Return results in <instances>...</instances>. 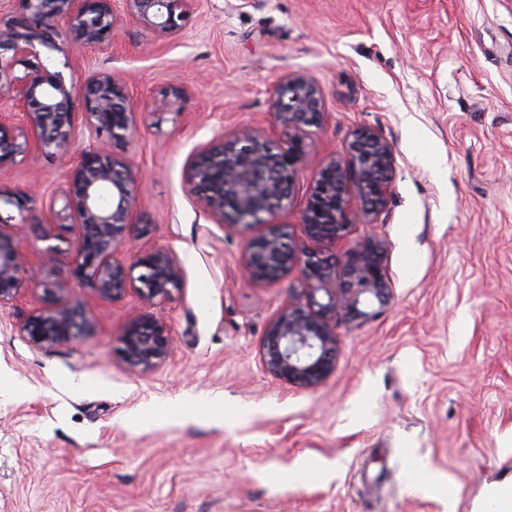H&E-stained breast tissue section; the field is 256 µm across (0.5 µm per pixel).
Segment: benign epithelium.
<instances>
[{"label":"benign epithelium","mask_w":512,"mask_h":512,"mask_svg":"<svg viewBox=\"0 0 512 512\" xmlns=\"http://www.w3.org/2000/svg\"><path fill=\"white\" fill-rule=\"evenodd\" d=\"M13 11H0V106L19 107L22 121L0 115V168L18 157L49 151L66 168L63 190L77 227L70 276L100 298L116 301L138 294L147 310L128 318L118 333L120 359L134 375L148 374L172 355L168 323L151 308L172 302L182 290L183 267L168 248L136 254L130 263L118 257L129 237H144L148 224L134 222L138 175L131 162L110 144L133 139L141 113L131 103L123 78L110 72L71 76L50 67L36 50L40 44L75 49L112 41L125 14L164 36L182 29L196 0H16ZM323 91L307 74H286L277 82L271 102L275 123L288 130V145L276 146L249 125L234 128L209 143L188 162L185 183L215 223L231 227L265 226L246 243L239 269L248 283L276 280L299 266L305 285L269 322L262 340L264 370L284 384L316 387L335 369L336 321L365 320L374 313L360 309L370 294L380 305L390 300L391 280L385 243L353 238L356 218L383 208L391 193L395 158L392 145L376 131L360 127L345 156L332 158L319 171L302 215L306 238L298 244L290 225L273 222L288 206L305 155L306 128L320 123ZM83 119L89 145L77 161L70 148L77 120ZM106 134L108 140L99 139ZM33 196L0 185V205L23 213ZM0 217V308L13 304L56 263L47 250L35 268L5 230ZM51 301L31 312L21 335L33 349L47 350L92 328L86 313L67 303L64 282L46 288ZM324 293L326 301L317 299Z\"/></svg>","instance_id":"obj_1"}]
</instances>
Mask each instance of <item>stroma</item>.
Here are the masks:
<instances>
[{"label": "stroma", "mask_w": 512, "mask_h": 512, "mask_svg": "<svg viewBox=\"0 0 512 512\" xmlns=\"http://www.w3.org/2000/svg\"><path fill=\"white\" fill-rule=\"evenodd\" d=\"M40 53L125 80L145 119L115 150L138 172L136 221L152 231L122 254L171 249L184 283L156 309L171 358L128 373L117 334L142 303L102 300L70 278L65 168L35 152L0 169V184L38 191L27 213L0 208L16 243L34 262L55 247L67 301L94 323L38 351L20 324L42 288L0 310V378L19 387L0 395V512H448L421 486L422 463L458 490L457 512H474L512 482V0H197L177 37L127 17L110 44ZM305 72L324 90L323 119L276 223H301L317 173L356 128L395 152L385 207L355 231L386 242L391 300L364 296L372 319L337 323L335 370L309 389L260 360L301 268L242 281L245 231L214 223L183 182L190 156L236 126L287 144L273 92ZM214 395L223 418L202 407L134 421Z\"/></svg>", "instance_id": "stroma-1"}]
</instances>
